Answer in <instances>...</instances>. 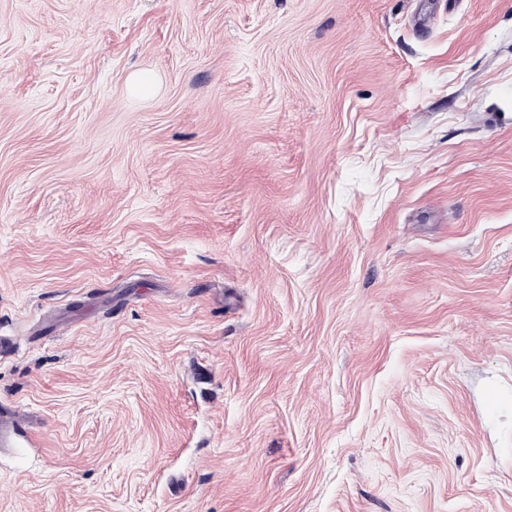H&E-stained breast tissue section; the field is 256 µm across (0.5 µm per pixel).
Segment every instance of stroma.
I'll use <instances>...</instances> for the list:
<instances>
[{
    "instance_id": "35a3bbf8",
    "label": "stroma",
    "mask_w": 512,
    "mask_h": 512,
    "mask_svg": "<svg viewBox=\"0 0 512 512\" xmlns=\"http://www.w3.org/2000/svg\"><path fill=\"white\" fill-rule=\"evenodd\" d=\"M0 336V512H512V0H0Z\"/></svg>"
}]
</instances>
